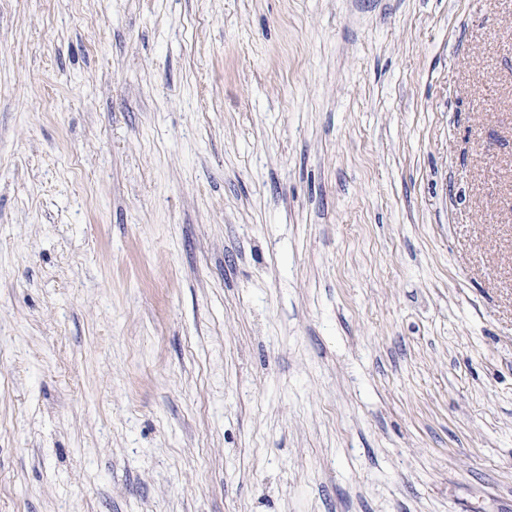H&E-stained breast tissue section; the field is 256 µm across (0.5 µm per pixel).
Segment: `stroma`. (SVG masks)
<instances>
[{
	"instance_id": "1",
	"label": "stroma",
	"mask_w": 512,
	"mask_h": 512,
	"mask_svg": "<svg viewBox=\"0 0 512 512\" xmlns=\"http://www.w3.org/2000/svg\"><path fill=\"white\" fill-rule=\"evenodd\" d=\"M0 512H512V0H0Z\"/></svg>"
}]
</instances>
